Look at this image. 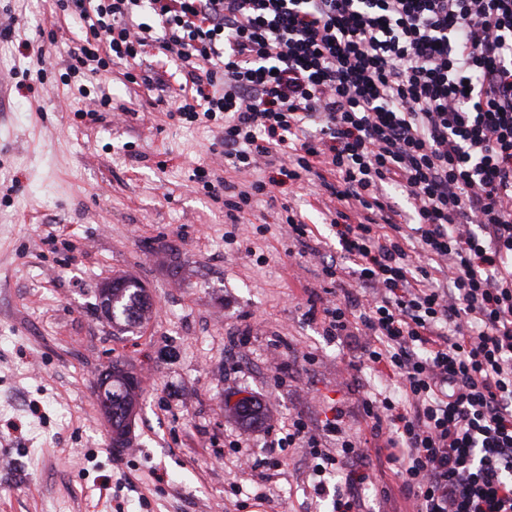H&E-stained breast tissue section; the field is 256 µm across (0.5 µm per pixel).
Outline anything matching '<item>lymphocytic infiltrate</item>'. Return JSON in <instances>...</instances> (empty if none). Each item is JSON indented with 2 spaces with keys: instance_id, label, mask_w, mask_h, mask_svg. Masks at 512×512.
I'll list each match as a JSON object with an SVG mask.
<instances>
[{
  "instance_id": "1",
  "label": "lymphocytic infiltrate",
  "mask_w": 512,
  "mask_h": 512,
  "mask_svg": "<svg viewBox=\"0 0 512 512\" xmlns=\"http://www.w3.org/2000/svg\"><path fill=\"white\" fill-rule=\"evenodd\" d=\"M79 19L67 77L124 65L164 79L146 48L178 64L174 112L224 120V164L266 179L224 195L231 221L302 177L340 205L331 225L326 335L358 334V357L396 384L363 398L377 455L415 512H512V0H55ZM411 204V236L389 195ZM446 262L433 279L420 258ZM341 457L293 420L276 447L344 470L332 512H361L363 437L328 423Z\"/></svg>"
}]
</instances>
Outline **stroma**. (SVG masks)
I'll list each match as a JSON object with an SVG mask.
<instances>
[{
  "label": "stroma",
  "instance_id": "obj_1",
  "mask_svg": "<svg viewBox=\"0 0 512 512\" xmlns=\"http://www.w3.org/2000/svg\"><path fill=\"white\" fill-rule=\"evenodd\" d=\"M0 512H331L342 476L314 475L308 449L269 448V429L325 428L334 406L362 434L360 403L381 385L352 370L361 336H325L310 319L327 299L326 263L341 261L330 225L336 199L305 180L230 223L221 178L245 190L259 170L237 171L211 148L216 121L169 116L161 90L97 74L111 113L85 115L77 90L48 78L17 88L32 67L24 41L55 68L70 61L75 18L53 0H0ZM314 235L289 241L286 208ZM137 277L151 320L128 332L98 309L100 285ZM134 368L141 396L133 443L113 448L96 397L109 363ZM251 399L261 418L235 413ZM323 485L315 494V485ZM384 467L359 488L365 512H406Z\"/></svg>",
  "mask_w": 512,
  "mask_h": 512
}]
</instances>
